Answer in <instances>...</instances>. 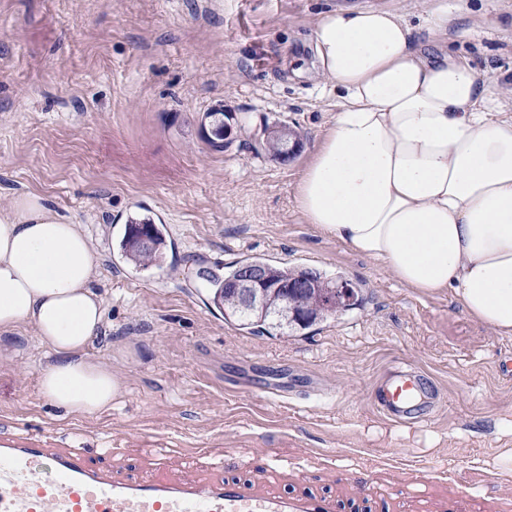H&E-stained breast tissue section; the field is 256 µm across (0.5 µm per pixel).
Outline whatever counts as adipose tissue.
<instances>
[{"mask_svg":"<svg viewBox=\"0 0 512 512\" xmlns=\"http://www.w3.org/2000/svg\"><path fill=\"white\" fill-rule=\"evenodd\" d=\"M313 47L341 102L297 184L306 223L512 336V115L493 111L487 72L389 9L323 13ZM97 270L82 225L45 198L0 214V335L32 328L49 356L40 393L69 414L111 409L119 390L87 352L105 317Z\"/></svg>","mask_w":512,"mask_h":512,"instance_id":"obj_1","label":"adipose tissue"}]
</instances>
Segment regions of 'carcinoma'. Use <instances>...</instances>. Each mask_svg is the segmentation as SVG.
I'll return each instance as SVG.
<instances>
[{"instance_id": "carcinoma-1", "label": "carcinoma", "mask_w": 512, "mask_h": 512, "mask_svg": "<svg viewBox=\"0 0 512 512\" xmlns=\"http://www.w3.org/2000/svg\"><path fill=\"white\" fill-rule=\"evenodd\" d=\"M208 119V142L216 149L224 148L225 125L224 110L217 109L205 113ZM288 137L285 134L268 135L265 151L275 160H286V146ZM147 230L151 246L144 247L140 241L141 229ZM164 245L162 231L149 218L131 217L127 220L122 249L125 257L137 266H147L160 257L161 246ZM249 266L264 268L265 277L271 287L261 293L259 304L250 311L242 309L235 290L231 288L232 282ZM205 288L208 289L212 303L224 310V318L235 319L244 328H253L259 333L283 334L285 328L291 326L300 330L307 329L317 320L331 316L343 315L360 305L358 291L349 287L345 294L336 290L341 277L327 278L296 267H275L260 260H244L223 273L206 271L201 275ZM298 284V289L292 295L284 294L277 288L279 284ZM292 310L300 315L298 319L283 316L284 310Z\"/></svg>"}]
</instances>
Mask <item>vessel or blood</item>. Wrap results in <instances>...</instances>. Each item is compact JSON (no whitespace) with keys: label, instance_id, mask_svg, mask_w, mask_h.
Returning a JSON list of instances; mask_svg holds the SVG:
<instances>
[{"label":"vessel or blood","instance_id":"obj_1","mask_svg":"<svg viewBox=\"0 0 512 512\" xmlns=\"http://www.w3.org/2000/svg\"><path fill=\"white\" fill-rule=\"evenodd\" d=\"M434 393L415 371L398 370L378 387L376 405L406 423L430 408ZM169 459L149 477L121 476L112 455L58 448L49 440L0 439V512H336L328 498L292 496L221 477L171 474Z\"/></svg>","mask_w":512,"mask_h":512}]
</instances>
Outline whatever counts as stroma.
I'll return each mask as SVG.
<instances>
[{
	"instance_id": "1",
	"label": "stroma",
	"mask_w": 512,
	"mask_h": 512,
	"mask_svg": "<svg viewBox=\"0 0 512 512\" xmlns=\"http://www.w3.org/2000/svg\"><path fill=\"white\" fill-rule=\"evenodd\" d=\"M465 12H458V2ZM348 5L402 15L423 43L486 70L496 111L512 113V0H0V212L44 197L83 224L98 258L106 322L90 347L121 391L110 410L68 415L41 395L47 355L30 329L0 360V437L62 448H115L138 471L167 448L194 467L248 482L254 453L288 464L292 494L331 496L336 512H501L512 470V337L470 319L452 293L422 296L323 237L295 199L300 173L338 97L314 75L312 36ZM223 106L224 150L203 138ZM296 131L300 151L269 158L264 132ZM161 225V264L119 254L128 217ZM258 259L337 275L363 303L288 336L224 318L199 278ZM397 367L437 394L424 420L379 413L375 391ZM253 380L281 390L243 391ZM317 464L297 467L305 453Z\"/></svg>"
}]
</instances>
